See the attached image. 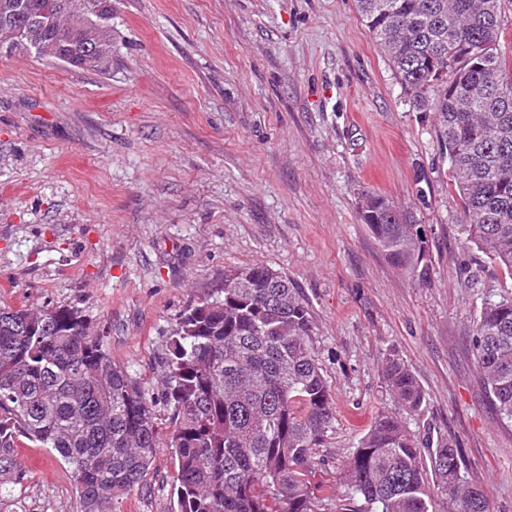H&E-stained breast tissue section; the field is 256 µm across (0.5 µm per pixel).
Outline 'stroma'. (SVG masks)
I'll return each instance as SVG.
<instances>
[{
    "label": "stroma",
    "mask_w": 512,
    "mask_h": 512,
    "mask_svg": "<svg viewBox=\"0 0 512 512\" xmlns=\"http://www.w3.org/2000/svg\"><path fill=\"white\" fill-rule=\"evenodd\" d=\"M407 210L426 259L393 266L361 191ZM432 113L413 111L355 0H112V66L0 57V305L78 309L114 363L158 387L186 305L264 265L305 300L336 406L316 478L392 409L380 368L409 365L422 448H461L490 512H512V422L471 336L512 276L462 245ZM0 512H79L69 468L18 438ZM171 449L121 512H175Z\"/></svg>",
    "instance_id": "obj_1"
}]
</instances>
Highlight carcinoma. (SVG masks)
<instances>
[{
  "label": "carcinoma",
  "mask_w": 512,
  "mask_h": 512,
  "mask_svg": "<svg viewBox=\"0 0 512 512\" xmlns=\"http://www.w3.org/2000/svg\"><path fill=\"white\" fill-rule=\"evenodd\" d=\"M40 26L24 53L106 70L112 18L96 47L74 36L83 0H20ZM408 103L431 112L463 207L465 243L512 273V63L500 51L501 0H357ZM483 47L472 61L452 42ZM358 217L395 267L425 259L421 233L385 196L359 197ZM238 288L190 303L171 336L164 379L146 389L112 362L104 337L74 308L0 307V472L15 468L23 436L72 472L80 512H119L145 482L159 448L174 449L176 512H489L467 480L461 450L423 453L404 416L425 394L404 362L381 367L394 410L377 416L339 472L342 493L315 481L314 448L336 427L309 310L288 278L263 265ZM486 393L512 419V299L485 300L471 339ZM167 413L169 432L158 422Z\"/></svg>",
  "instance_id": "carcinoma-1"
}]
</instances>
